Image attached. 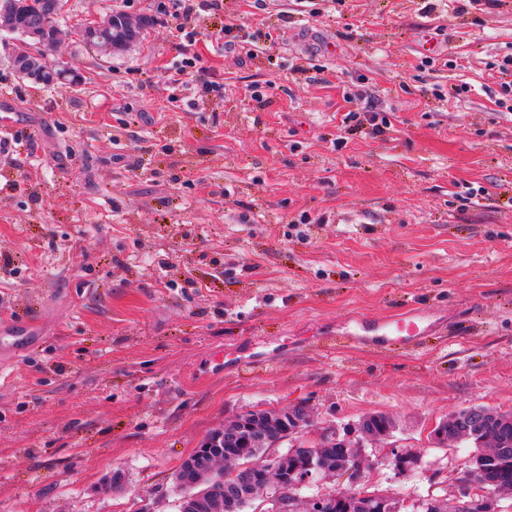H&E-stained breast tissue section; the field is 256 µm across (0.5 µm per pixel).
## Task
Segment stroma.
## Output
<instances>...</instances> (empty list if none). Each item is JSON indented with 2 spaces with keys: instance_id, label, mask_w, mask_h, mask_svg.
I'll return each mask as SVG.
<instances>
[{
  "instance_id": "1",
  "label": "stroma",
  "mask_w": 512,
  "mask_h": 512,
  "mask_svg": "<svg viewBox=\"0 0 512 512\" xmlns=\"http://www.w3.org/2000/svg\"><path fill=\"white\" fill-rule=\"evenodd\" d=\"M64 2L153 23L62 42L74 89L0 50V512H178L207 434L295 402L342 434L391 416L423 455L398 479L366 444L369 486L454 496L472 450L434 428L512 411V0H222L181 36L171 0ZM237 15L258 51L217 42ZM195 54L210 89L171 68ZM412 309L415 343L338 339Z\"/></svg>"
}]
</instances>
